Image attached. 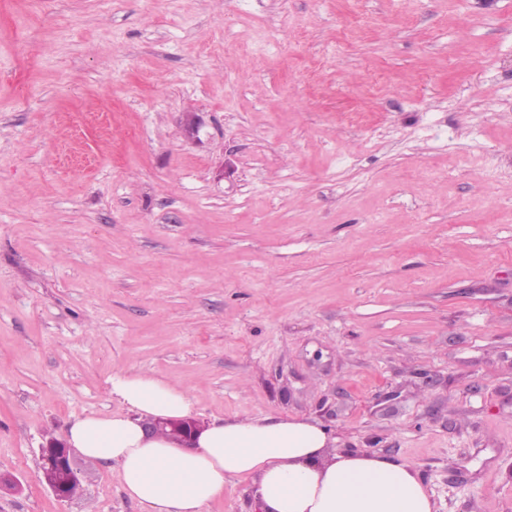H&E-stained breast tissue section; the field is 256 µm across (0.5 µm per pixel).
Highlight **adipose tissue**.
<instances>
[{"instance_id":"1","label":"adipose tissue","mask_w":512,"mask_h":512,"mask_svg":"<svg viewBox=\"0 0 512 512\" xmlns=\"http://www.w3.org/2000/svg\"><path fill=\"white\" fill-rule=\"evenodd\" d=\"M119 412L88 415L67 441L86 459L110 461L142 512H204L237 477L252 481L257 512H434L418 469L376 453L336 449L323 424L309 419L252 417L215 421L186 448L146 433L158 418L181 419L193 404L183 390L154 375H113Z\"/></svg>"}]
</instances>
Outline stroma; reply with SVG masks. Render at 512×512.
I'll use <instances>...</instances> for the list:
<instances>
[{"label": "stroma", "mask_w": 512, "mask_h": 512, "mask_svg": "<svg viewBox=\"0 0 512 512\" xmlns=\"http://www.w3.org/2000/svg\"><path fill=\"white\" fill-rule=\"evenodd\" d=\"M130 368L512 512V0H0V512Z\"/></svg>", "instance_id": "stroma-1"}]
</instances>
